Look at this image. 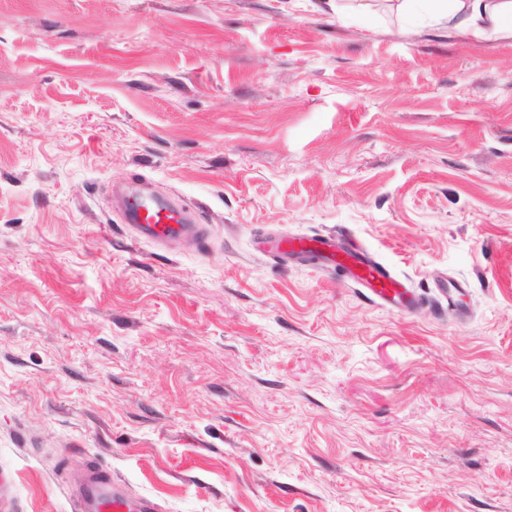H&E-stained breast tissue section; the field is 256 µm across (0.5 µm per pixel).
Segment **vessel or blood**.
I'll use <instances>...</instances> for the list:
<instances>
[{"instance_id": "b4317fda", "label": "vessel or blood", "mask_w": 512, "mask_h": 512, "mask_svg": "<svg viewBox=\"0 0 512 512\" xmlns=\"http://www.w3.org/2000/svg\"><path fill=\"white\" fill-rule=\"evenodd\" d=\"M126 209L131 221L150 240L165 241L189 230L186 207L130 200ZM259 250L283 262H311L343 270L350 282L361 288L368 298L390 308L409 310L417 302L413 289L407 288L388 265L374 259L355 238L345 233L272 239L260 245ZM78 496L86 512H154L155 509L148 499L129 498L106 471L85 483Z\"/></svg>"}]
</instances>
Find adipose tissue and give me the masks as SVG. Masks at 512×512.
<instances>
[{"label": "adipose tissue", "instance_id": "adipose-tissue-1", "mask_svg": "<svg viewBox=\"0 0 512 512\" xmlns=\"http://www.w3.org/2000/svg\"><path fill=\"white\" fill-rule=\"evenodd\" d=\"M399 10L418 26L453 20L478 36L512 34V0H400Z\"/></svg>", "mask_w": 512, "mask_h": 512}]
</instances>
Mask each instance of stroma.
<instances>
[{"mask_svg":"<svg viewBox=\"0 0 512 512\" xmlns=\"http://www.w3.org/2000/svg\"><path fill=\"white\" fill-rule=\"evenodd\" d=\"M368 2L0 0L13 512H512V36ZM339 228L421 303L253 248ZM125 206L131 221L150 240L165 241L190 229V225L183 224L189 212L186 207L149 205L133 200H128ZM85 510L94 512H153L155 505L148 499H131L123 487L112 481L108 471L92 477L79 490Z\"/></svg>","mask_w":512,"mask_h":512,"instance_id":"35a3bbf8","label":"stroma"}]
</instances>
